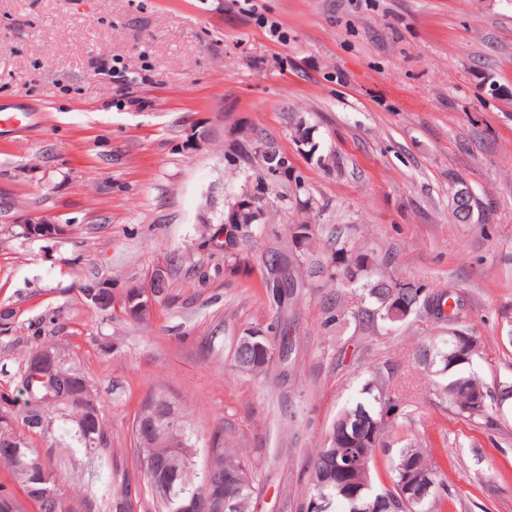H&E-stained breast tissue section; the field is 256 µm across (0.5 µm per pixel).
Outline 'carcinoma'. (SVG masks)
<instances>
[{"mask_svg": "<svg viewBox=\"0 0 512 512\" xmlns=\"http://www.w3.org/2000/svg\"><path fill=\"white\" fill-rule=\"evenodd\" d=\"M249 148L254 153L265 148L276 157L265 173L247 182L261 204L275 191L282 156L261 141L249 144ZM270 261L291 278L284 295L275 301L283 312L288 300L301 287L296 259L288 249H272L266 252L265 262ZM326 268L329 276L338 274L347 283L357 286L360 301L370 304L372 315L390 327L395 326V322L389 319L387 307L398 302L407 304L408 320L423 314L439 324L460 320L462 303L457 292L411 283L397 290L395 286L399 282L378 271L375 257L366 252H355L343 246L327 256ZM288 343V322L283 317L274 325L273 337L263 340L267 353L248 344H238L237 365L242 370L262 374L274 357V350H279L281 358H287ZM454 350L458 351L456 366L460 367L472 362L479 352V342L459 345L451 335L439 343L432 340L416 352L415 361L426 369L438 366L442 372L449 371L451 367L444 358ZM508 388H512L511 382L494 392L475 375L458 370L442 387L439 397L448 401V407L458 417L476 421L490 417L492 412L506 405L502 393ZM47 393L48 388L38 381L31 388L0 390V422H11L13 436L11 444L0 445V466L10 470L12 481L35 503L38 512H59L55 499L36 496L44 483L60 497L65 498L67 494L63 489L64 480L40 461L32 437L44 442L65 437L72 448L101 453L111 451L112 438L94 390L87 392L92 403L93 432L79 422L86 414L64 403H52ZM144 411L156 414L159 419L178 418L183 438L180 441L142 439L138 433H133L140 469L133 475L127 471L122 473L113 483L109 494L110 512H135L142 480L151 486L171 484V499H156L164 512H206L208 499L216 493L234 499L235 512H251L256 472L240 455L224 447L221 431H215L207 439V459L200 465L198 434L190 430L184 410L176 401L162 392H154L140 402L138 412ZM408 415L400 394L388 384L375 379L366 382L360 397L331 425L324 446L316 449L302 512H356L358 500L376 505L375 512H445L448 508L446 470L433 449L422 445L417 437L399 436ZM15 445L34 464L26 481L17 469ZM394 447L397 452L390 458L388 478L382 482L374 477L376 457L380 452H391ZM349 448L362 450L359 474L362 490L355 500L337 478ZM0 512H22L18 499L6 484H0Z\"/></svg>", "mask_w": 512, "mask_h": 512, "instance_id": "cac0c4a2", "label": "carcinoma"}]
</instances>
